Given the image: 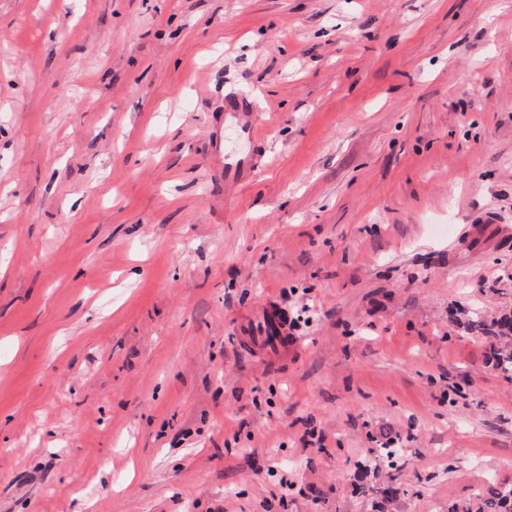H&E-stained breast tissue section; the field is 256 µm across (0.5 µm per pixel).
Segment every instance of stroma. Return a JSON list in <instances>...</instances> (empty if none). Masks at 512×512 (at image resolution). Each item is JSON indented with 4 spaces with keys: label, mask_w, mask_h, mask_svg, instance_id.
Returning a JSON list of instances; mask_svg holds the SVG:
<instances>
[{
    "label": "stroma",
    "mask_w": 512,
    "mask_h": 512,
    "mask_svg": "<svg viewBox=\"0 0 512 512\" xmlns=\"http://www.w3.org/2000/svg\"><path fill=\"white\" fill-rule=\"evenodd\" d=\"M270 297L285 363L232 340ZM475 311L512 0H0V512H448L512 484ZM234 150L226 153L224 151L226 174L232 179H239L244 177L253 167L252 155L247 154L233 155Z\"/></svg>",
    "instance_id": "obj_1"
}]
</instances>
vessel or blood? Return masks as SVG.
<instances>
[{"label": "vessel or blood", "instance_id": "b4317fda", "mask_svg": "<svg viewBox=\"0 0 512 512\" xmlns=\"http://www.w3.org/2000/svg\"><path fill=\"white\" fill-rule=\"evenodd\" d=\"M237 345L261 362H283L295 343L287 311L272 298L243 313L235 326Z\"/></svg>", "mask_w": 512, "mask_h": 512}]
</instances>
